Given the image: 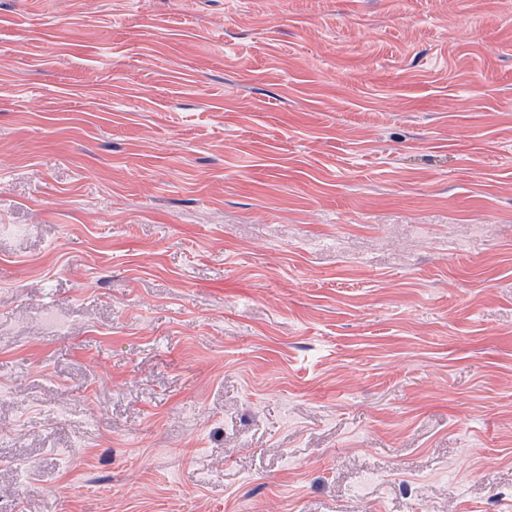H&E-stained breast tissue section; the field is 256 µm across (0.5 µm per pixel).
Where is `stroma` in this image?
<instances>
[{
    "mask_svg": "<svg viewBox=\"0 0 512 512\" xmlns=\"http://www.w3.org/2000/svg\"><path fill=\"white\" fill-rule=\"evenodd\" d=\"M0 503L512 512V0H0Z\"/></svg>",
    "mask_w": 512,
    "mask_h": 512,
    "instance_id": "1",
    "label": "stroma"
}]
</instances>
